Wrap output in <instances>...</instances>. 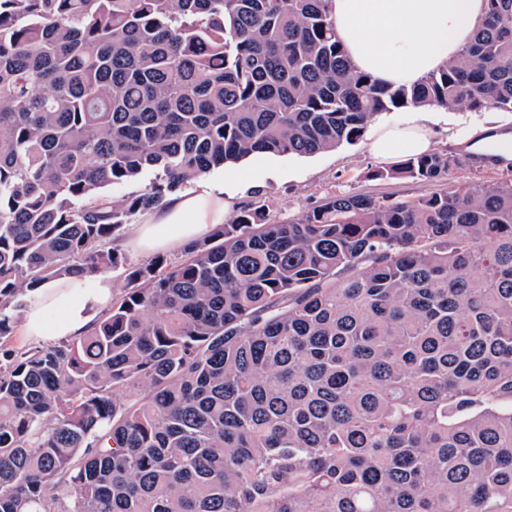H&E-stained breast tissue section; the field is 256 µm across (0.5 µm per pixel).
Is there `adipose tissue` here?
<instances>
[{"instance_id":"ef3b65f1","label":"adipose tissue","mask_w":512,"mask_h":512,"mask_svg":"<svg viewBox=\"0 0 512 512\" xmlns=\"http://www.w3.org/2000/svg\"><path fill=\"white\" fill-rule=\"evenodd\" d=\"M486 14V0H332L336 32L354 67L379 82L410 86L456 57ZM433 117L409 110L403 122H378L369 151L381 162L396 155L431 152ZM237 190L200 180L188 193L172 196L130 239L141 254L183 248L227 221ZM112 281L94 288L55 280L40 289L23 319V334L35 341L84 333L112 301Z\"/></svg>"}]
</instances>
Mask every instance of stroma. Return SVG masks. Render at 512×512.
I'll return each instance as SVG.
<instances>
[{
  "mask_svg": "<svg viewBox=\"0 0 512 512\" xmlns=\"http://www.w3.org/2000/svg\"><path fill=\"white\" fill-rule=\"evenodd\" d=\"M434 116L435 148L452 154L472 152L474 143L482 141L488 132L512 133V114L495 108L473 112L438 107ZM368 144V139L363 138L314 155L258 154L215 168L208 179L218 187L237 185L238 208L262 207L271 219L287 222L332 194L361 193L410 201L432 190L438 192L451 186L467 193L512 177V171L505 166L485 161L453 168L446 181L431 186L408 179H376L372 173L382 164L370 155Z\"/></svg>",
  "mask_w": 512,
  "mask_h": 512,
  "instance_id": "stroma-1",
  "label": "stroma"
}]
</instances>
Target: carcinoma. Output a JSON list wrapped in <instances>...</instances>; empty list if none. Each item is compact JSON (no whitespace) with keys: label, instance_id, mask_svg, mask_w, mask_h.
I'll list each match as a JSON object with an SVG mask.
<instances>
[{"label":"carcinoma","instance_id":"carcinoma-1","mask_svg":"<svg viewBox=\"0 0 512 512\" xmlns=\"http://www.w3.org/2000/svg\"><path fill=\"white\" fill-rule=\"evenodd\" d=\"M331 5L0 0V512H512V180L247 208L175 265L109 247L226 163L512 112V0L410 87L355 69ZM119 268L85 335L9 345L45 283Z\"/></svg>","mask_w":512,"mask_h":512}]
</instances>
